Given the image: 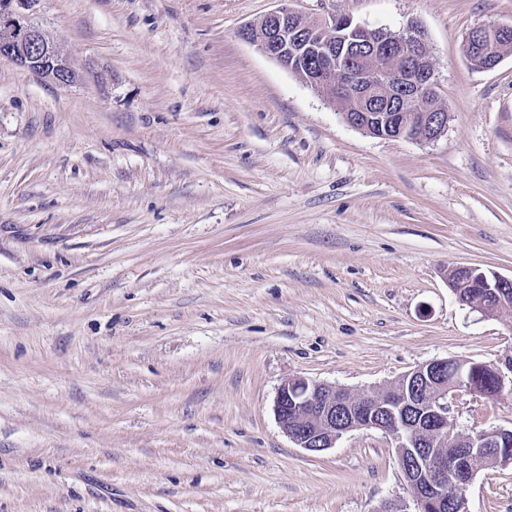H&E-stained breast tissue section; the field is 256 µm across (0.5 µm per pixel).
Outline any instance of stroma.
<instances>
[{"label":"stroma","mask_w":512,"mask_h":512,"mask_svg":"<svg viewBox=\"0 0 512 512\" xmlns=\"http://www.w3.org/2000/svg\"><path fill=\"white\" fill-rule=\"evenodd\" d=\"M419 20L452 115L431 144L347 125L238 32L279 0H40L84 76L0 59V512H413L396 440L319 454L274 414L296 377L366 396L433 359L512 356L453 265L512 277V0H288ZM512 427V392L452 400ZM469 512H512V464ZM512 40V24L510 23H492L488 25H481L473 28L466 35L464 40V51L467 52L469 48L485 45V65L486 70L496 68L502 61V56H499L498 46L500 42H508ZM483 47H477L469 51L473 60L480 57Z\"/></svg>","instance_id":"35a3bbf8"}]
</instances>
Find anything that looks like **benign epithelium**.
<instances>
[{"instance_id":"obj_1","label":"benign epithelium","mask_w":512,"mask_h":512,"mask_svg":"<svg viewBox=\"0 0 512 512\" xmlns=\"http://www.w3.org/2000/svg\"><path fill=\"white\" fill-rule=\"evenodd\" d=\"M39 0H0V58L58 85L82 83L63 50L35 24L30 13ZM267 34L257 44L266 56L285 64L287 55L306 51L328 63L315 66L308 78L331 103L346 102L345 122L366 133L371 127L385 139H405L420 144L438 141L451 120L445 107L428 110L424 103L436 99V62L428 47L422 24L409 21L398 31L370 28L349 17L330 14L310 18L288 3L264 16ZM512 40V24L492 23L473 28L464 49L485 46L484 68L502 61L498 46ZM458 282L481 277L487 295L464 302L486 312L487 299L509 306L512 278L486 273L476 267L453 266ZM500 391L512 389V357L494 364ZM477 395L463 363L434 359L403 375L398 384L376 396L351 398L348 391L332 385L293 378L282 384L274 412L283 432L300 448L313 454L336 447L346 433L356 429L380 430L397 441L399 466L410 485L415 512H445L453 502L456 512H468L470 482L458 475V460L440 454L433 440L448 439L451 392ZM502 427L463 434L467 451L477 455L499 447Z\"/></svg>"}]
</instances>
